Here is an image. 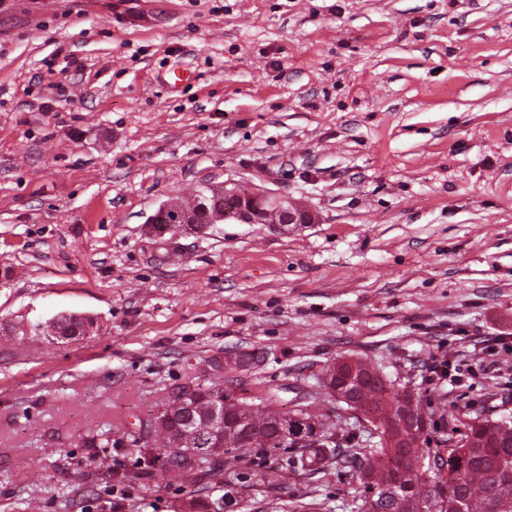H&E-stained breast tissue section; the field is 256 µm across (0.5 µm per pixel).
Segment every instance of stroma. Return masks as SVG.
Instances as JSON below:
<instances>
[{
  "label": "stroma",
  "mask_w": 512,
  "mask_h": 512,
  "mask_svg": "<svg viewBox=\"0 0 512 512\" xmlns=\"http://www.w3.org/2000/svg\"><path fill=\"white\" fill-rule=\"evenodd\" d=\"M227 180L319 221L153 232ZM239 349L225 387L284 413L352 356L427 400L430 448L512 417V0H0V512H174L194 487L115 442ZM286 457H225L234 512H344L348 464Z\"/></svg>",
  "instance_id": "obj_1"
}]
</instances>
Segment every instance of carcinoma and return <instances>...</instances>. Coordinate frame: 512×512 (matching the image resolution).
<instances>
[{"label": "carcinoma", "instance_id": "1", "mask_svg": "<svg viewBox=\"0 0 512 512\" xmlns=\"http://www.w3.org/2000/svg\"><path fill=\"white\" fill-rule=\"evenodd\" d=\"M355 364V379L346 384L334 367H328L326 374L346 398L376 419L367 431L368 445L350 460L363 492L352 504L356 512H512V430L500 422L477 419L468 424L462 439L449 436L447 454L436 453L434 465L422 469V445L427 441L423 429L430 420L423 398L387 385L369 364L358 359ZM196 387L201 394L196 406L197 430L206 433L210 395L224 391V373L218 371L207 384ZM184 390L183 385L175 388L155 416L139 422L134 431L126 429L123 436L135 445L130 454L141 468L158 467L207 489L210 482L221 479L224 459L198 460L190 439L177 443L155 426ZM240 403L242 407L232 416L246 418L250 435L246 444L240 446L231 439L228 447L238 452L281 449V430L288 424L307 430L309 443L286 459L285 466L312 472L340 463L345 437L338 436L336 428L316 421L304 407L298 405L282 413L270 399L242 398ZM222 501L224 498L214 500L209 493L191 499L185 508L188 512H217Z\"/></svg>", "mask_w": 512, "mask_h": 512}]
</instances>
